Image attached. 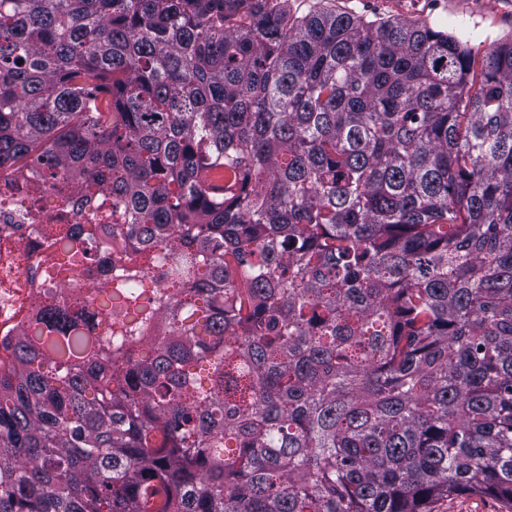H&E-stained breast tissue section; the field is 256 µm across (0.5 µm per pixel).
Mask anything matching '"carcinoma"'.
Returning a JSON list of instances; mask_svg holds the SVG:
<instances>
[{
  "instance_id": "obj_1",
  "label": "carcinoma",
  "mask_w": 512,
  "mask_h": 512,
  "mask_svg": "<svg viewBox=\"0 0 512 512\" xmlns=\"http://www.w3.org/2000/svg\"><path fill=\"white\" fill-rule=\"evenodd\" d=\"M1 168L95 288L3 345L0 512H512V42L0 0ZM501 503L492 496L462 495L437 502L435 512H504Z\"/></svg>"
}]
</instances>
